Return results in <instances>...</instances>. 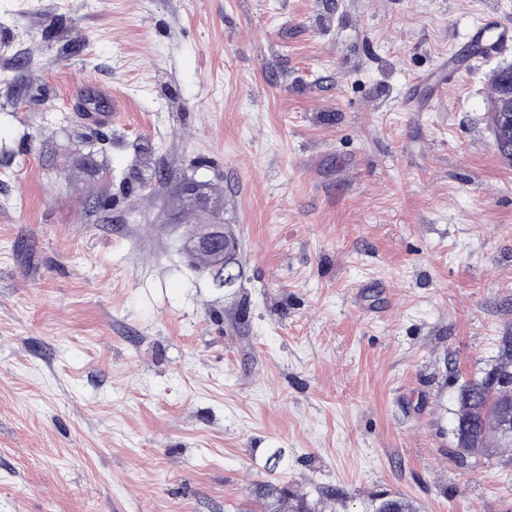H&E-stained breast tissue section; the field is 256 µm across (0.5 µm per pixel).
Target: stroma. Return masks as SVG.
I'll return each mask as SVG.
<instances>
[{
  "label": "stroma",
  "instance_id": "35a3bbf8",
  "mask_svg": "<svg viewBox=\"0 0 512 512\" xmlns=\"http://www.w3.org/2000/svg\"><path fill=\"white\" fill-rule=\"evenodd\" d=\"M508 27L512 0H0V512H275L261 483L512 512V455L469 469L451 433L512 337ZM180 180L222 191L234 287L190 266ZM490 83L492 87V96L490 100L489 107V117H490V126H491V134L493 138V147L497 154L505 161L512 162V134L507 139H501L497 135V130L500 124V114L498 111V95H499V85L495 78H490ZM494 136V137H493Z\"/></svg>",
  "mask_w": 512,
  "mask_h": 512
}]
</instances>
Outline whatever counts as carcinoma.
Listing matches in <instances>:
<instances>
[{
    "label": "carcinoma",
    "instance_id": "cac0c4a2",
    "mask_svg": "<svg viewBox=\"0 0 512 512\" xmlns=\"http://www.w3.org/2000/svg\"><path fill=\"white\" fill-rule=\"evenodd\" d=\"M492 96L489 107L493 147L505 161L512 162V135L506 139L497 136L500 124L498 111L499 85L490 79ZM512 380V339L503 341L499 362L480 378L465 382L457 395L458 410L452 434L472 469L481 467L487 457L497 448H507L502 439L498 417L505 411L512 414V386L501 383V379ZM258 494L276 497L280 502L279 512H318L316 504L307 496L297 494L284 487L262 485ZM373 512H416L412 504L403 498H388L375 505Z\"/></svg>",
    "mask_w": 512,
    "mask_h": 512
}]
</instances>
